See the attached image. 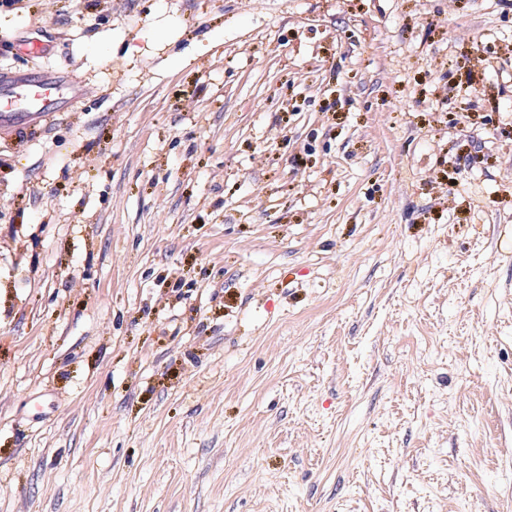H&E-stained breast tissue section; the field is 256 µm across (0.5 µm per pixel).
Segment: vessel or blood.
<instances>
[{
	"label": "vessel or blood",
	"mask_w": 512,
	"mask_h": 512,
	"mask_svg": "<svg viewBox=\"0 0 512 512\" xmlns=\"http://www.w3.org/2000/svg\"><path fill=\"white\" fill-rule=\"evenodd\" d=\"M73 81L53 72L0 75V131L22 133L50 121L75 98Z\"/></svg>",
	"instance_id": "b4317fda"
}]
</instances>
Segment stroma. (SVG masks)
<instances>
[{"label": "stroma", "mask_w": 512, "mask_h": 512, "mask_svg": "<svg viewBox=\"0 0 512 512\" xmlns=\"http://www.w3.org/2000/svg\"><path fill=\"white\" fill-rule=\"evenodd\" d=\"M44 70L0 512H512V0H0Z\"/></svg>", "instance_id": "obj_1"}]
</instances>
